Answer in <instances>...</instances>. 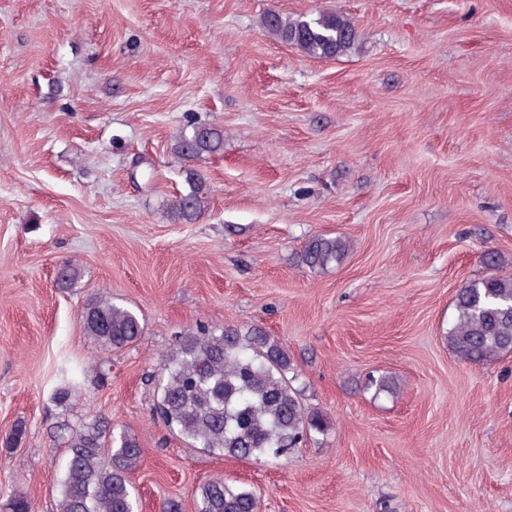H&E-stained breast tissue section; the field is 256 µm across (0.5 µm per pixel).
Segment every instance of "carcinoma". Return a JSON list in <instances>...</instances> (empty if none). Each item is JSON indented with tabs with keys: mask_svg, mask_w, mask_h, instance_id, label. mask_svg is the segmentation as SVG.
Instances as JSON below:
<instances>
[{
	"mask_svg": "<svg viewBox=\"0 0 512 512\" xmlns=\"http://www.w3.org/2000/svg\"><path fill=\"white\" fill-rule=\"evenodd\" d=\"M264 29L310 57L336 58L351 48L355 31L336 13L290 18L276 11L262 21ZM224 129L190 117L177 135L174 153L183 162L220 153ZM187 188L171 199L168 214L190 223L209 202L210 187L196 169L184 168ZM349 244L340 237L314 236L298 253V263L324 271L342 262ZM489 275L459 288L448 343L456 356L484 363L512 353V275L495 272L499 257L483 255ZM86 335L105 352L123 349L141 339L139 314L108 297L89 300L81 312ZM293 362L272 336L259 328L246 332L234 325L189 328L176 336L154 374L156 417L193 448L239 460L279 461L313 435H327L329 422L304 406L295 388ZM364 388L375 395L392 391L383 375L370 374ZM74 385L58 387L52 399L69 408ZM56 438L66 458L57 483L56 512H136L137 498L129 473L142 460L136 436L112 429L99 414L88 413L76 426L62 425ZM197 512H259L255 488L214 478L197 490ZM6 512H32L25 493L13 491Z\"/></svg>",
	"mask_w": 512,
	"mask_h": 512,
	"instance_id": "obj_1",
	"label": "carcinoma"
}]
</instances>
